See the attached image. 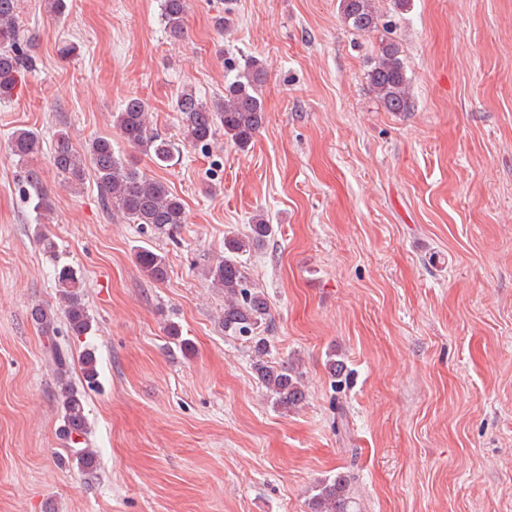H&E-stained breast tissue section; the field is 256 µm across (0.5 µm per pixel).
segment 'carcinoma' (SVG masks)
Instances as JSON below:
<instances>
[{
  "label": "carcinoma",
  "mask_w": 512,
  "mask_h": 512,
  "mask_svg": "<svg viewBox=\"0 0 512 512\" xmlns=\"http://www.w3.org/2000/svg\"><path fill=\"white\" fill-rule=\"evenodd\" d=\"M344 23L353 31L369 34L379 28L381 15L376 0H339ZM187 0H161V22L173 40L184 37ZM36 58L23 45L18 26V0H0V98L12 96L19 78L33 68ZM370 85L388 112H407L412 107L408 79L397 44L391 39L381 40L379 54L368 73ZM266 73L260 61L250 57L244 61L242 72L224 87V95L207 102L195 92L185 90L176 99L175 111L181 114L184 140L206 147L217 129L239 149L247 148L265 124V109L261 88ZM113 127L133 149L166 164L171 150L166 139L150 127L146 104L138 97L126 99L119 111L112 113ZM9 147L22 163L28 162L40 151V135L33 129L20 128L11 134ZM52 162L63 182L70 187L82 183L85 171L92 169L102 191L107 209L120 213L129 221L144 225L158 235L172 236L186 223L182 200L174 195L163 181L144 174L133 163L115 154L112 141L93 139L82 152L76 150L67 132H57L52 148ZM24 181L34 209L45 212L52 200L45 192L39 171L27 168ZM272 233L271 225L259 217L250 225L244 237L224 240V259L205 269V278L211 285L224 291V331L249 341L259 359L254 369L266 395L279 410H295L305 400L302 373L288 364H276L261 359L267 349L268 338L259 329L270 318L269 305L263 291L249 287L237 256L258 249ZM141 273L149 280L162 283L168 275L164 257L147 247L135 253ZM54 280L63 299V310L68 335L80 338L93 330V318L84 301V282L68 264L59 263ZM31 321L44 338V348L54 368L62 397V433L68 444L77 446L73 461L82 470L97 466V452L86 447L89 422L85 413L86 390L98 383V359L95 351L87 348L81 355L83 382L72 383L69 344L59 340L55 313L36 305L30 311ZM312 512H358L357 502L350 494L349 480L338 472L315 486L311 501Z\"/></svg>",
  "instance_id": "carcinoma-1"
}]
</instances>
